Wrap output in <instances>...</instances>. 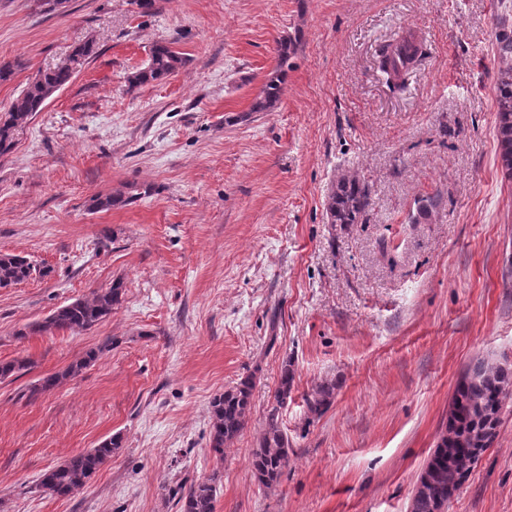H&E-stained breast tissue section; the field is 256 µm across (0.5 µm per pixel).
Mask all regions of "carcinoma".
I'll use <instances>...</instances> for the list:
<instances>
[{
    "label": "carcinoma",
    "instance_id": "carcinoma-1",
    "mask_svg": "<svg viewBox=\"0 0 512 512\" xmlns=\"http://www.w3.org/2000/svg\"><path fill=\"white\" fill-rule=\"evenodd\" d=\"M422 41L411 31H404L381 50L379 67L387 81L395 84L402 75L419 61ZM93 52V43L75 47L68 61L54 67L40 69L25 89L15 97L7 110L0 113V157L9 154L16 136L41 111L47 100L67 85L73 77L71 64L82 65ZM294 52L292 41L282 39L277 48V64L267 74L265 82L254 98L250 111L271 112L277 105L282 84L288 71V59ZM187 57L166 40L156 41L149 49L146 63L128 77L129 86L137 87L161 82L185 66ZM498 110L495 128L503 165L512 172V68L501 72L497 82ZM369 190L357 177H342L332 187L327 200V215L331 224H359L368 206ZM132 197L123 193L99 196L93 200L96 210H109L126 204ZM48 270L16 254L0 255V288L19 285ZM123 283L117 281L105 290H97L55 309L44 320L28 324L15 332L23 339L34 333L69 332L79 334L92 328L112 314L122 301ZM98 358L90 350L85 357L70 364L63 372L39 380L33 390L48 391L62 380L74 377ZM25 358L0 361V381L17 377L29 370ZM293 370L283 367L275 405L269 410L265 427L251 457L253 475L259 485L274 486L283 469L288 466L289 440L281 427L279 412L291 397ZM512 389V368L502 363L478 359L457 383L448 411V421L441 432L436 448L423 469L411 498L409 512H442L448 497L459 489L468 477L480 455L496 437L502 409V394ZM336 385L325 382L307 395L308 418L321 415L331 401ZM253 381L245 379L235 387L215 396L210 403V448L221 455L245 428L252 409ZM120 448V438L110 437L96 447L80 452L61 464L47 470L39 487L54 496L66 497L82 488L102 467L112 461ZM217 477L194 483L176 491L181 512H215Z\"/></svg>",
    "mask_w": 512,
    "mask_h": 512
}]
</instances>
